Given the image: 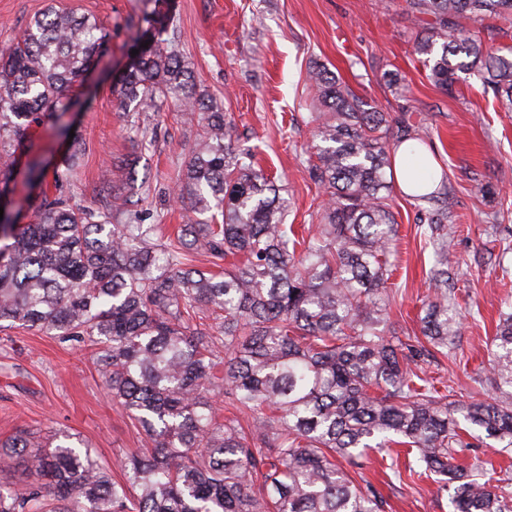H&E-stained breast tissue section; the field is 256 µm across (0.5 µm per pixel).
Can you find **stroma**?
Segmentation results:
<instances>
[{
    "label": "stroma",
    "mask_w": 512,
    "mask_h": 512,
    "mask_svg": "<svg viewBox=\"0 0 512 512\" xmlns=\"http://www.w3.org/2000/svg\"><path fill=\"white\" fill-rule=\"evenodd\" d=\"M99 20L108 45L70 92L67 116L81 132L85 153L63 192L78 203L112 204L121 197L119 223L135 220L173 234L185 221L176 180L200 128L176 115L173 105L149 113L146 150L133 146L113 95L132 61L144 18L161 10L176 46L201 87L236 126L237 145L256 151L266 174L292 201L290 224L320 220L323 196L309 173L313 143L310 67L336 73L355 93L394 118L410 117L417 144L434 149L448 177L459 228L448 240V285L462 309L460 333L447 354L428 358L426 377L443 382L452 401L491 396V340L499 313L512 303V112L484 94L476 75H461L453 92L435 87L414 52L419 19L407 0H0V48L23 32L49 5ZM398 71L409 89L381 79ZM68 147L51 124L32 130L10 160L24 170L30 157L45 162L43 188ZM110 170V181L101 173ZM148 181L132 189L131 178ZM398 224L390 258L396 294L389 308L401 335L421 333V307L434 292V251L418 228L422 201L394 189ZM20 429L42 437L66 431L96 452L99 463L121 477L125 459L141 450L144 433L107 396L84 350L23 328L0 329V439ZM487 439L458 457L459 465L496 471L497 485L512 495V453ZM386 452L369 450L356 481H369L387 500L386 512H451L449 492L436 482L402 471L394 475Z\"/></svg>",
    "instance_id": "1"
}]
</instances>
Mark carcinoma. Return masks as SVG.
<instances>
[{"mask_svg": "<svg viewBox=\"0 0 512 512\" xmlns=\"http://www.w3.org/2000/svg\"><path fill=\"white\" fill-rule=\"evenodd\" d=\"M410 4L424 16L414 52L434 86L450 92L472 73L512 112V45L488 46L473 30L512 24V0ZM148 23L153 37L114 92L123 113L170 99L201 124L178 177L187 224L175 239L114 224L112 213L60 193L33 200L24 224L9 210L14 171L0 164V328L95 347L104 389L139 424L146 451L124 463L120 482L73 435L41 443L20 430L0 440V466L20 460L36 480L0 485V512H384L377 491L337 461L354 466L391 445L412 457L409 472L452 490V512H512L511 497L455 464L471 447L458 414L512 448V311L492 340L495 396L459 405L417 372L421 356L444 352L461 329L446 269L452 212L433 206L443 188L415 195L432 204L419 223L441 284L424 303L427 344L402 339L389 320L396 220L387 171L412 125L312 67L311 173L324 201L320 223L300 236L285 224L289 201L251 150L234 147L223 109L168 50V24ZM105 37L96 19L51 6L0 49V158L68 111L66 94ZM83 150L77 134L53 172L58 186ZM199 252L234 261L216 275L189 263ZM221 392L230 416L216 406Z\"/></svg>", "mask_w": 512, "mask_h": 512, "instance_id": "1", "label": "carcinoma"}]
</instances>
